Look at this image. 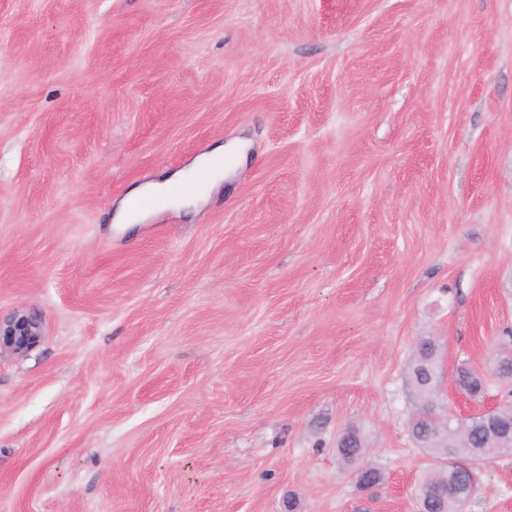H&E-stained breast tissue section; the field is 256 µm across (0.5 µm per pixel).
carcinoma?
Masks as SVG:
<instances>
[{
	"label": "carcinoma",
	"instance_id": "cac0c4a2",
	"mask_svg": "<svg viewBox=\"0 0 512 512\" xmlns=\"http://www.w3.org/2000/svg\"><path fill=\"white\" fill-rule=\"evenodd\" d=\"M436 344L430 339L423 340L419 349L412 372L411 384L424 408L419 410L418 421L415 425L414 440L425 447L431 456L440 459H468L479 462L503 453L493 439L486 437L483 430L477 428L472 422L465 419H456L448 424V428L441 430L438 424L428 416L433 410V381L435 372ZM455 380L458 388L470 397L479 399L485 387V382L479 380L470 372L461 369L456 371ZM337 452L346 463H351L363 455V441L359 432L349 429L344 432ZM469 474L455 470L449 466L431 469L416 485L414 496L420 497L426 490L438 486H451L471 496L473 489L470 486ZM429 512H459L460 501L453 495L444 498H433L428 502Z\"/></svg>",
	"mask_w": 512,
	"mask_h": 512
}]
</instances>
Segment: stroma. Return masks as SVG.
<instances>
[{
  "label": "stroma",
  "mask_w": 512,
  "mask_h": 512,
  "mask_svg": "<svg viewBox=\"0 0 512 512\" xmlns=\"http://www.w3.org/2000/svg\"><path fill=\"white\" fill-rule=\"evenodd\" d=\"M220 143L195 208L112 224ZM17 308L0 512H418V343L463 417L455 368L512 332V0H0ZM468 512H512V457ZM224 145H218L207 155L194 163L190 169L183 170L176 174L174 178H168L162 181L149 182L136 186L130 190L126 199L120 205L116 216L115 224H136L140 219L139 212L132 210V205L145 195L163 194L169 189V186L177 181L190 178L191 175L201 172L208 178V189L217 182L224 179V167L216 168L213 162L224 157ZM43 327L41 316L25 309L0 317V353L27 355L41 343ZM337 452L345 463H351L359 456L363 455V441L359 432L355 429H349L343 433Z\"/></svg>",
  "instance_id": "stroma-1"
}]
</instances>
